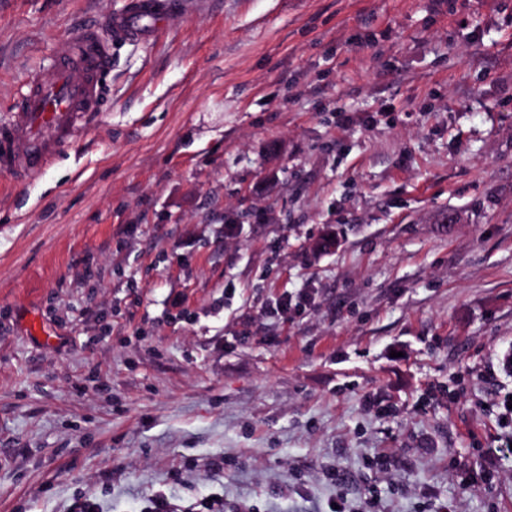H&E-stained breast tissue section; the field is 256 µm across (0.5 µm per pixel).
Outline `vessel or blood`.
Listing matches in <instances>:
<instances>
[{
  "mask_svg": "<svg viewBox=\"0 0 512 512\" xmlns=\"http://www.w3.org/2000/svg\"><path fill=\"white\" fill-rule=\"evenodd\" d=\"M183 8V0H132L129 11L86 26L66 59L54 63L52 76L30 74L8 127L13 147L0 153V166L12 163L23 173H37L62 144L88 132L103 110L100 75L112 65L111 41H149Z\"/></svg>",
  "mask_w": 512,
  "mask_h": 512,
  "instance_id": "b4317fda",
  "label": "vessel or blood"
}]
</instances>
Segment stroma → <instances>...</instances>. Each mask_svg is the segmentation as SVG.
<instances>
[{
	"label": "stroma",
	"instance_id": "35a3bbf8",
	"mask_svg": "<svg viewBox=\"0 0 512 512\" xmlns=\"http://www.w3.org/2000/svg\"><path fill=\"white\" fill-rule=\"evenodd\" d=\"M126 2L0 0V125ZM111 52L91 130L0 168V512H512V0H208Z\"/></svg>",
	"mask_w": 512,
	"mask_h": 512
}]
</instances>
